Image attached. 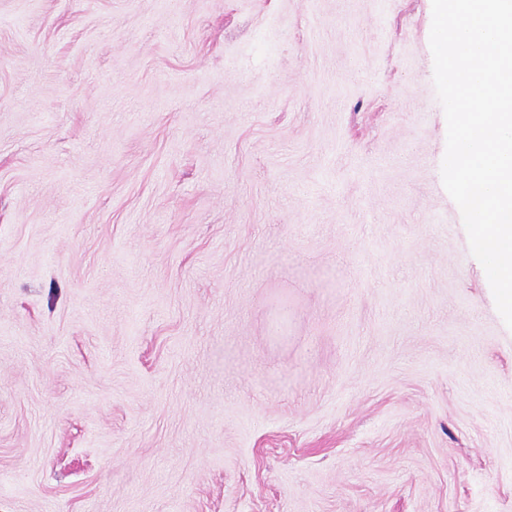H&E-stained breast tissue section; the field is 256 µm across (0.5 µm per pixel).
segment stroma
<instances>
[{
    "mask_svg": "<svg viewBox=\"0 0 512 512\" xmlns=\"http://www.w3.org/2000/svg\"><path fill=\"white\" fill-rule=\"evenodd\" d=\"M431 25L0 0V512H512Z\"/></svg>",
    "mask_w": 512,
    "mask_h": 512,
    "instance_id": "obj_1",
    "label": "stroma"
}]
</instances>
